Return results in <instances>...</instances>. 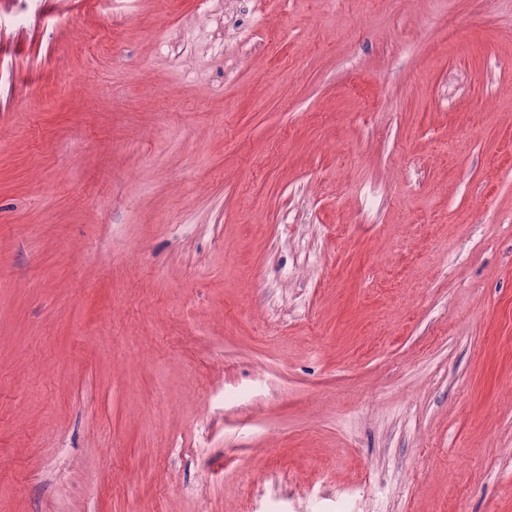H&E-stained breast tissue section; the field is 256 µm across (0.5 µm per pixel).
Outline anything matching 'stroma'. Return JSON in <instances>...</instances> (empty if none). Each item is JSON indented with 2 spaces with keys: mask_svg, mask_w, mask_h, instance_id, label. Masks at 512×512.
Wrapping results in <instances>:
<instances>
[{
  "mask_svg": "<svg viewBox=\"0 0 512 512\" xmlns=\"http://www.w3.org/2000/svg\"><path fill=\"white\" fill-rule=\"evenodd\" d=\"M0 512H512V0H0Z\"/></svg>",
  "mask_w": 512,
  "mask_h": 512,
  "instance_id": "obj_1",
  "label": "stroma"
}]
</instances>
